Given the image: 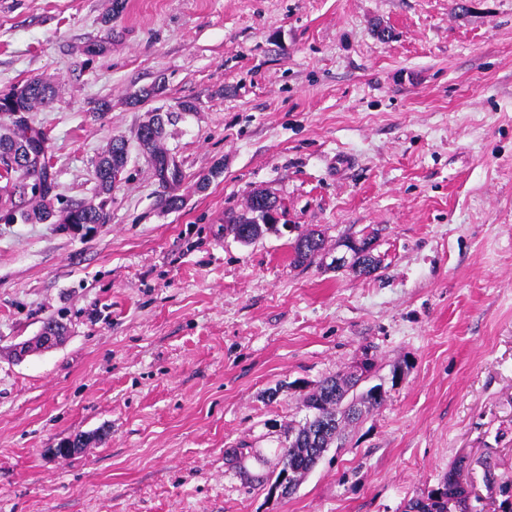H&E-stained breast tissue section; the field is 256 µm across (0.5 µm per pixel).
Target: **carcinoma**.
Segmentation results:
<instances>
[{"label":"carcinoma","mask_w":512,"mask_h":512,"mask_svg":"<svg viewBox=\"0 0 512 512\" xmlns=\"http://www.w3.org/2000/svg\"><path fill=\"white\" fill-rule=\"evenodd\" d=\"M56 96V89L40 78H31L17 88L0 92V117L11 122L12 129L0 134V165L13 170L12 175L0 174V219L7 221L39 222L46 224H106L110 220L109 202L117 173L125 170L128 162L126 141L121 137L112 138L108 148L94 163L95 201H68L56 210L51 200L57 197L56 178L46 167L20 162V156L32 152L48 154V139L41 129L32 126L25 113L37 106H47ZM152 122L157 125L152 145L145 151L147 164L153 174L164 184H176L182 179L180 169L172 177L166 172L175 160L161 147L167 132L165 121L156 116ZM252 208L229 217L232 226H249L247 242H252L263 233L272 230L267 224H253ZM374 238L365 236L359 244L356 273L364 276L373 274L379 264L373 254ZM325 243L316 232L303 234L302 242L293 244V261L298 264L310 263L323 256ZM361 377L356 372L338 374L326 378L308 393L303 401L308 411L303 423L290 426L284 431V440L275 450L279 459H288L295 465V478L301 480L310 473L328 448L345 438V429L358 421L363 411L380 407L385 398H377L371 390L359 386ZM259 463L267 464L264 452L259 448H234L228 454L229 461L246 469L247 455ZM445 512L438 489L427 495L410 500L405 512Z\"/></svg>","instance_id":"1"}]
</instances>
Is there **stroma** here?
<instances>
[{
    "label": "stroma",
    "instance_id": "35a3bbf8",
    "mask_svg": "<svg viewBox=\"0 0 512 512\" xmlns=\"http://www.w3.org/2000/svg\"><path fill=\"white\" fill-rule=\"evenodd\" d=\"M111 6L0 0V91L35 76L58 89L27 115L58 196L93 201L95 160L115 136L129 150L109 223L0 221V512H403L460 460L473 512H498L512 500V0ZM158 112L176 209L136 136ZM256 190L282 227L244 244L225 217ZM311 229L328 256L294 264ZM369 233L374 274L330 268L337 242ZM51 318L64 342L17 361ZM367 356L386 379L403 367L384 404L290 497L247 487L227 449L274 447L309 391ZM79 434L85 448L55 455Z\"/></svg>",
    "mask_w": 512,
    "mask_h": 512
}]
</instances>
